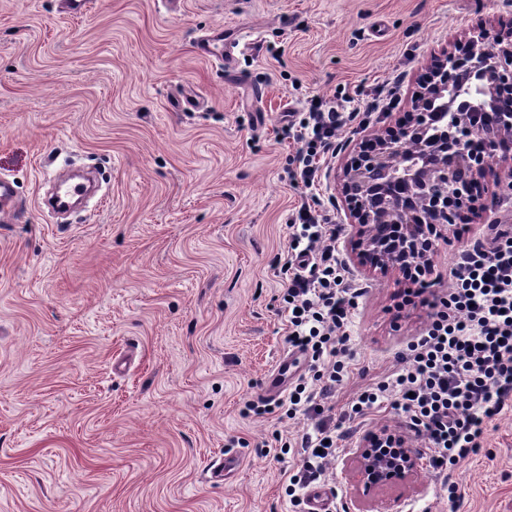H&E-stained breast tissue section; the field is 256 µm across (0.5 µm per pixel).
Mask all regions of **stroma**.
I'll use <instances>...</instances> for the list:
<instances>
[{
  "instance_id": "35a3bbf8",
  "label": "stroma",
  "mask_w": 512,
  "mask_h": 512,
  "mask_svg": "<svg viewBox=\"0 0 512 512\" xmlns=\"http://www.w3.org/2000/svg\"><path fill=\"white\" fill-rule=\"evenodd\" d=\"M512 21V0H0V175L22 208L0 218V512H305L284 493L296 455L277 437L305 415H244L289 355L273 262L300 191L279 137L316 95L345 111L395 88L409 111L433 55ZM220 29L224 68L197 55ZM100 190L70 216L41 204L68 164ZM512 221V190L431 256L427 293L447 297L463 248ZM362 288L349 325L355 369L337 404L396 366L429 309L398 274L348 266ZM406 429L387 409L349 436L318 482L358 512L345 463L363 434ZM235 456L223 483L213 464ZM461 498L449 504L447 482ZM373 512H512V407L450 473L421 466Z\"/></svg>"
}]
</instances>
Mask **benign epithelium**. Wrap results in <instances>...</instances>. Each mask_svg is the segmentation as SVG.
<instances>
[{
  "instance_id": "7a95c632",
  "label": "benign epithelium",
  "mask_w": 512,
  "mask_h": 512,
  "mask_svg": "<svg viewBox=\"0 0 512 512\" xmlns=\"http://www.w3.org/2000/svg\"><path fill=\"white\" fill-rule=\"evenodd\" d=\"M467 74L477 96L468 109L455 107L453 83ZM512 94V25L480 28L463 49L444 51L421 76L411 111L396 122L352 133L354 146L336 172V190L348 216L344 248L371 274L397 272L414 282L426 272L439 241L459 224H470L497 205L501 171L512 189V113L485 124L480 116ZM448 107L444 135L430 133L433 105ZM411 159L396 164L406 145ZM421 451L408 437L381 426L365 433L346 465L364 497L384 486L410 488Z\"/></svg>"
}]
</instances>
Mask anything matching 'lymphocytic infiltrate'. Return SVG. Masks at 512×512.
Segmentation results:
<instances>
[{
    "label": "lymphocytic infiltrate",
    "mask_w": 512,
    "mask_h": 512,
    "mask_svg": "<svg viewBox=\"0 0 512 512\" xmlns=\"http://www.w3.org/2000/svg\"><path fill=\"white\" fill-rule=\"evenodd\" d=\"M355 118L334 101L316 97L307 111L282 119L281 136L295 147L289 176L306 191L286 219L289 247L277 265L286 340L315 372L312 379L297 378L287 399L274 405L255 395L243 412L263 416L278 407L289 418L318 415L298 444L303 463L288 478L291 498L318 481L338 451L323 401L351 370L348 324L359 293L336 257L340 227L323 209L317 186L322 165L336 151L337 134ZM453 276L426 332L401 356V368L370 384L346 410L350 417L386 407L400 412L430 445L428 463L439 472L476 451L487 421L512 400V225H502L488 243L461 250Z\"/></svg>",
    "instance_id": "f902f5d3"
}]
</instances>
